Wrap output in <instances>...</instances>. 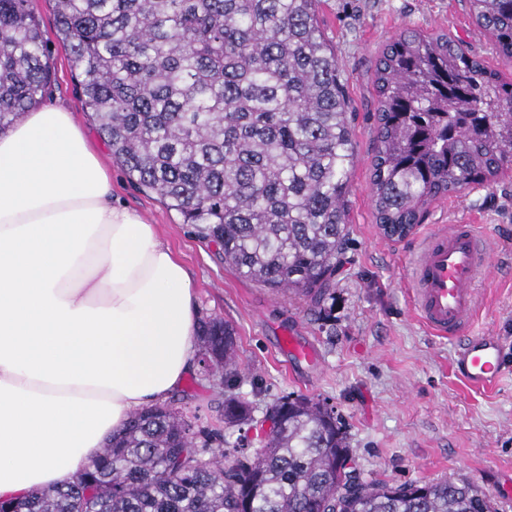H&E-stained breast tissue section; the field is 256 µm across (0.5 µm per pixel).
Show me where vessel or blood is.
I'll list each match as a JSON object with an SVG mask.
<instances>
[{"mask_svg": "<svg viewBox=\"0 0 512 512\" xmlns=\"http://www.w3.org/2000/svg\"><path fill=\"white\" fill-rule=\"evenodd\" d=\"M487 262V245L473 225L438 224L416 252L409 279L423 323L460 337L454 370L473 386L499 384L506 374L502 337L471 329Z\"/></svg>", "mask_w": 512, "mask_h": 512, "instance_id": "vessel-or-blood-1", "label": "vessel or blood"}]
</instances>
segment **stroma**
Listing matches in <instances>:
<instances>
[{
    "mask_svg": "<svg viewBox=\"0 0 512 512\" xmlns=\"http://www.w3.org/2000/svg\"><path fill=\"white\" fill-rule=\"evenodd\" d=\"M49 49L54 80L46 104L65 106L112 170V197L155 224L191 277L198 316L218 317L236 334L247 376L235 389L190 375L183 389L202 425L222 423L227 392L262 407L286 395L332 405L355 465L368 481L394 485L465 479L497 512H512V373L492 388L464 384L451 365L454 340L430 334L405 286L418 239L436 224H471L485 237L492 275L480 287L474 330L502 336L512 354V167L488 184L433 200L404 238H387L371 191L376 149L375 56L396 33L417 28L464 39V47L512 79L489 36L474 23L468 0H320L316 19L336 54L345 87L355 162L350 173L349 236L325 306L310 309L291 294L246 280L215 245L202 240L156 195L135 187L101 138L76 91L69 49L58 39L52 0H31ZM287 335L318 351L297 365Z\"/></svg>",
    "mask_w": 512,
    "mask_h": 512,
    "instance_id": "1",
    "label": "stroma"
}]
</instances>
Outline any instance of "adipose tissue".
Returning <instances> with one entry per match:
<instances>
[{"label":"adipose tissue","instance_id":"obj_1","mask_svg":"<svg viewBox=\"0 0 512 512\" xmlns=\"http://www.w3.org/2000/svg\"><path fill=\"white\" fill-rule=\"evenodd\" d=\"M195 295L59 105L0 133V498L75 481L196 365Z\"/></svg>","mask_w":512,"mask_h":512}]
</instances>
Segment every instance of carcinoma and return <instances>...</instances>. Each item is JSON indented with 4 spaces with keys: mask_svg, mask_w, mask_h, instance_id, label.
Wrapping results in <instances>:
<instances>
[{
    "mask_svg": "<svg viewBox=\"0 0 512 512\" xmlns=\"http://www.w3.org/2000/svg\"><path fill=\"white\" fill-rule=\"evenodd\" d=\"M53 2L85 109L132 182L243 277L321 307L348 241L354 150L318 0ZM469 3L512 65V0ZM51 81L29 0H0V132L39 106ZM374 86L371 185L387 237L412 229L433 199L512 165V81L459 40L403 30L378 52ZM197 336L210 377L240 380L234 329L207 316ZM223 418L210 428L170 402L143 408L72 484L1 498L0 512H495L464 479H361L334 407L319 398L288 395L261 410L230 394Z\"/></svg>",
    "mask_w": 512,
    "mask_h": 512,
    "instance_id": "obj_1",
    "label": "carcinoma"
}]
</instances>
